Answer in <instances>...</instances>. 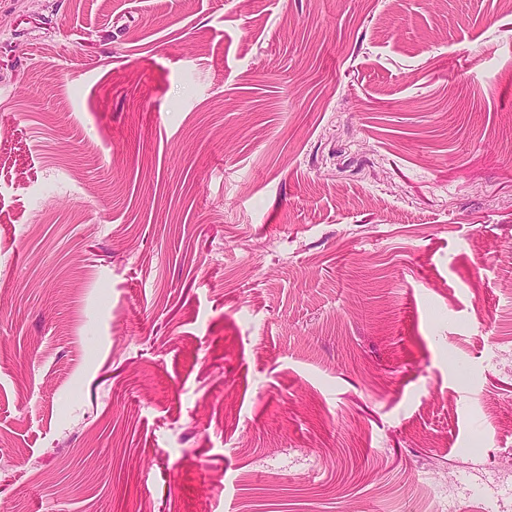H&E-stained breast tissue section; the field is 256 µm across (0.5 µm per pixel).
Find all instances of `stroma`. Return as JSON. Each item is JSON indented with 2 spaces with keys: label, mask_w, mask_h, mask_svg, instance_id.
<instances>
[{
  "label": "stroma",
  "mask_w": 512,
  "mask_h": 512,
  "mask_svg": "<svg viewBox=\"0 0 512 512\" xmlns=\"http://www.w3.org/2000/svg\"><path fill=\"white\" fill-rule=\"evenodd\" d=\"M0 512H512L506 0H0Z\"/></svg>",
  "instance_id": "35a3bbf8"
}]
</instances>
